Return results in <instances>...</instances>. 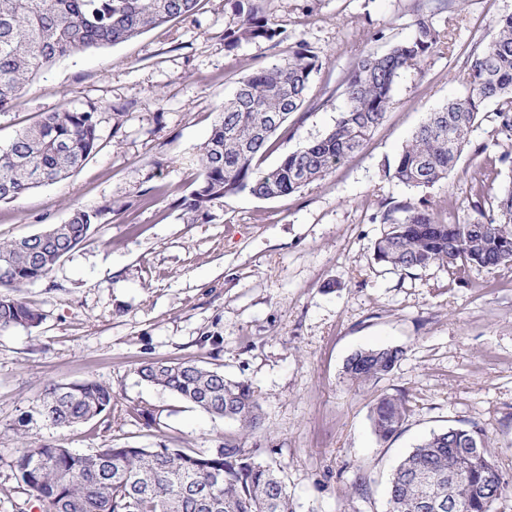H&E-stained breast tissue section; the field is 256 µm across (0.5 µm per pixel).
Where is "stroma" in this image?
<instances>
[{"label": "stroma", "instance_id": "1", "mask_svg": "<svg viewBox=\"0 0 512 512\" xmlns=\"http://www.w3.org/2000/svg\"><path fill=\"white\" fill-rule=\"evenodd\" d=\"M234 0H200L196 13L134 39L63 57L0 118V143L45 112L96 107L100 147L67 179L0 202V239L65 223L70 208L117 206L43 280L18 294L44 315L35 328L0 332V512H40L16 477L21 443L89 453L105 447L204 450L236 435L136 373L150 359L196 360L249 383L263 428L247 450L281 469L294 512H385L397 461L430 433L471 422L512 480V265H442L394 272L378 263L377 215L427 199L447 224L495 213L512 184V136L485 105L448 179L410 188L385 173L431 109L466 94L469 53L487 42L512 0H264L282 24L275 44L229 50ZM423 15L455 48L401 72L381 125L324 179L278 198L226 196L208 222L184 223L174 203L197 185L200 148L224 100L253 69L305 43L321 68L302 108L271 139L262 168L331 130L346 107L342 77L367 50L414 33ZM492 193L476 196L475 172ZM399 346L384 378L360 386L344 374L356 350ZM111 388L112 412L68 430L37 413L48 382ZM410 411L389 441L374 435L379 396ZM154 409L156 425L130 414Z\"/></svg>", "mask_w": 512, "mask_h": 512}]
</instances>
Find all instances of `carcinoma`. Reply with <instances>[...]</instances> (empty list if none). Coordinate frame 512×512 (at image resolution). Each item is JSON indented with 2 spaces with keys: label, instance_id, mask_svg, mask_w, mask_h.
I'll return each mask as SVG.
<instances>
[{
  "label": "carcinoma",
  "instance_id": "carcinoma-1",
  "mask_svg": "<svg viewBox=\"0 0 512 512\" xmlns=\"http://www.w3.org/2000/svg\"><path fill=\"white\" fill-rule=\"evenodd\" d=\"M199 0H0V117L56 60L87 49L114 45L173 19L195 13ZM261 0H235L238 22L224 35L234 49L243 41L282 42L283 29ZM413 36L384 52L369 51L343 77L347 105L323 137L260 168L274 134L298 111L311 75L321 64L300 42L288 57L238 81L224 102L199 158L200 181L176 201L188 224L211 219L224 197L247 192L259 199L287 196L321 180L361 150L382 123L401 71L444 45L428 20H414ZM497 34L475 51L466 95L427 113L386 173L412 188L426 189L448 177L463 152L480 156L490 144L471 146L469 133L485 103H496L499 133L512 136V15L496 21ZM94 107L49 112L0 144V202L55 183L80 168L99 147ZM495 215L467 224H443L425 201L401 202L380 216L386 225L374 243L375 259L395 271L435 264L484 268L512 265V187L496 195ZM111 206L75 205L64 224H51L21 238L0 240V330L35 328L43 314L12 291L47 277L62 257L105 224ZM398 347H369L346 360L356 384L389 375L402 360ZM146 383L173 392L201 411L261 430L250 385L224 380V372L193 360H150L137 369ZM112 389L94 381L48 383L38 414L68 429L112 411ZM407 400L382 395L370 420L375 435H396ZM19 481L41 512H293L288 487L270 464L243 448L238 438L206 451L180 448L108 447L88 454L62 446L25 445L15 461ZM512 492L492 462L488 438L476 425L434 433L400 461L389 481L387 512H434L438 501L454 500L456 512H497Z\"/></svg>",
  "mask_w": 512,
  "mask_h": 512
}]
</instances>
